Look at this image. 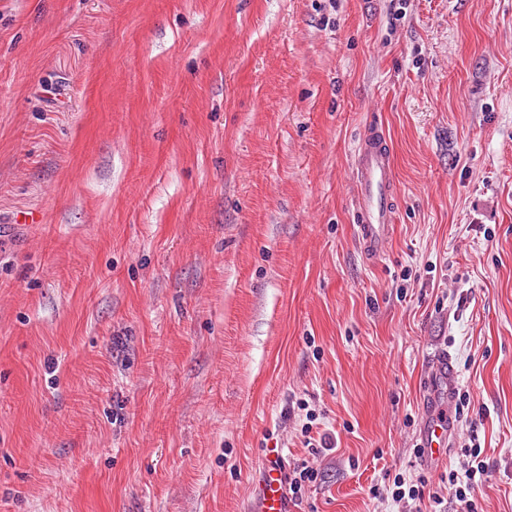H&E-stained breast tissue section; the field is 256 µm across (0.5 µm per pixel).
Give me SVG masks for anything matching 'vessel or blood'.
<instances>
[{
  "mask_svg": "<svg viewBox=\"0 0 512 512\" xmlns=\"http://www.w3.org/2000/svg\"><path fill=\"white\" fill-rule=\"evenodd\" d=\"M356 235L364 255L381 257L387 248L395 222V179L393 155L379 127L363 134L354 153ZM448 419L430 415L420 443L428 465L443 462L448 446ZM256 512H291L284 487L283 471L277 457H269L260 471Z\"/></svg>",
  "mask_w": 512,
  "mask_h": 512,
  "instance_id": "vessel-or-blood-1",
  "label": "vessel or blood"
}]
</instances>
